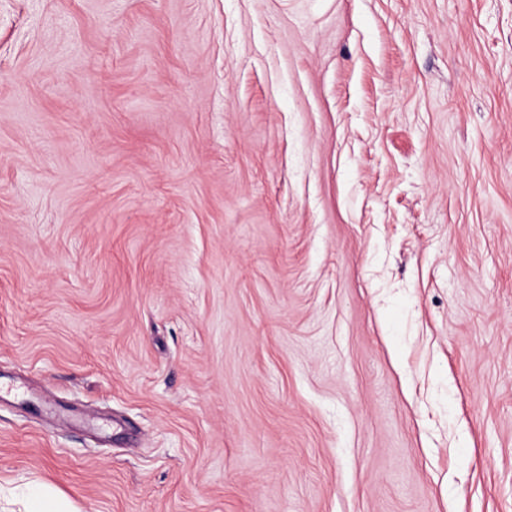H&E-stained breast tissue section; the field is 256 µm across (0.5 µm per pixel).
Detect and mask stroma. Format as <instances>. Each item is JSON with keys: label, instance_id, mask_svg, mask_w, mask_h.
<instances>
[{"label": "stroma", "instance_id": "stroma-1", "mask_svg": "<svg viewBox=\"0 0 512 512\" xmlns=\"http://www.w3.org/2000/svg\"><path fill=\"white\" fill-rule=\"evenodd\" d=\"M0 383L80 512H512V0H0Z\"/></svg>", "mask_w": 512, "mask_h": 512}]
</instances>
